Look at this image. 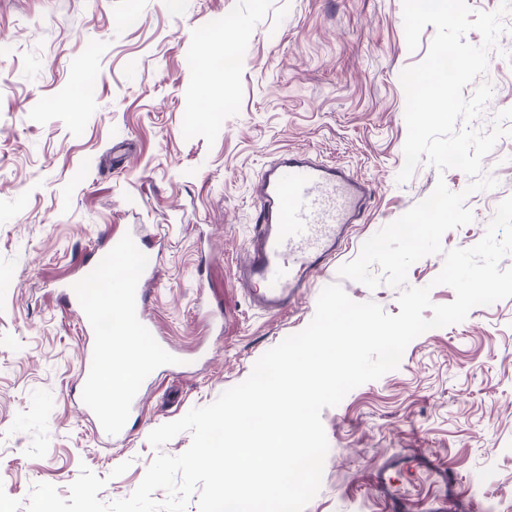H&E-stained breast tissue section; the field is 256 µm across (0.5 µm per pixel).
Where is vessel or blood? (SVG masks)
<instances>
[{
    "instance_id": "obj_1",
    "label": "vessel or blood",
    "mask_w": 512,
    "mask_h": 512,
    "mask_svg": "<svg viewBox=\"0 0 512 512\" xmlns=\"http://www.w3.org/2000/svg\"><path fill=\"white\" fill-rule=\"evenodd\" d=\"M369 196L368 186L343 169L299 152H283L258 188L256 232L241 279L254 307L276 314L322 271L344 242Z\"/></svg>"
}]
</instances>
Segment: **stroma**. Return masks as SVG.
Instances as JSON below:
<instances>
[{
	"instance_id": "obj_1",
	"label": "stroma",
	"mask_w": 512,
	"mask_h": 512,
	"mask_svg": "<svg viewBox=\"0 0 512 512\" xmlns=\"http://www.w3.org/2000/svg\"><path fill=\"white\" fill-rule=\"evenodd\" d=\"M503 22L510 32L483 76L493 94L473 122L483 132L512 107V11ZM434 34L426 26L408 50L403 0H0V512H27L40 482L68 496L84 467L105 478L103 502L130 496L157 453L149 433L243 382L310 323L329 284L398 314V289L371 290L338 270L438 181L454 192L469 183L425 160L397 181L407 136L400 74L424 60ZM219 50L237 67L218 63ZM289 150L350 171L371 196L346 250L287 310L261 315L236 269L263 167ZM483 172L497 187L468 193L474 220L446 232L444 248L478 243L512 196V137ZM133 231L151 260L153 336L186 364L144 380L113 440L81 405L85 338L59 287ZM442 267V256H426L407 283L451 303L454 290L433 283ZM201 293L222 308V329L204 321ZM321 418L329 451L305 512H385L372 482L379 469L413 512H433L438 489L417 466L423 456L446 464L448 491L467 512H512V298L424 332L397 369Z\"/></svg>"
}]
</instances>
